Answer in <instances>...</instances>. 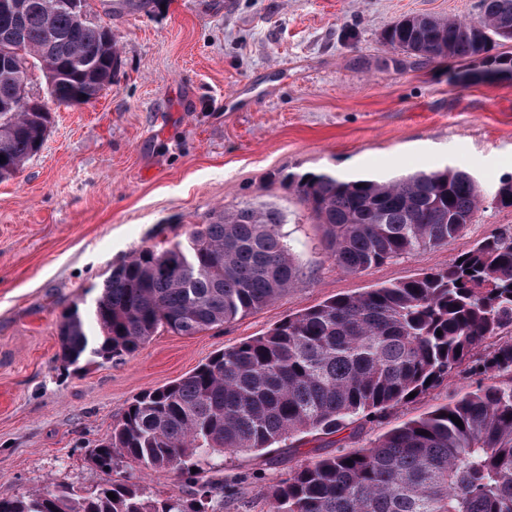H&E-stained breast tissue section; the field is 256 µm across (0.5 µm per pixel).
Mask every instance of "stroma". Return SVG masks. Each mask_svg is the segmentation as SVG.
Instances as JSON below:
<instances>
[{
	"mask_svg": "<svg viewBox=\"0 0 512 512\" xmlns=\"http://www.w3.org/2000/svg\"><path fill=\"white\" fill-rule=\"evenodd\" d=\"M478 0H161L129 12L91 0L121 66L91 104L61 107L41 152L0 181V498L47 482L88 494L106 477L89 451L140 393L214 352L265 334L290 314L343 294L447 267L488 235L512 230L493 196L512 176V80L458 82L456 61L390 66L380 34L409 14L478 15ZM446 167L477 179L483 202L448 245L360 274L336 268L287 173L392 177ZM273 207L301 267L270 305L193 336L159 332L123 362L76 371L58 357L57 325L91 307L113 265L143 247L185 241L217 208ZM474 386L468 372L385 416L308 435L295 451L224 457L238 481L224 512H269L264 486L299 460L364 448ZM111 477L150 495L180 477L126 464Z\"/></svg>",
	"mask_w": 512,
	"mask_h": 512,
	"instance_id": "obj_1",
	"label": "stroma"
}]
</instances>
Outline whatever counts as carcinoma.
Wrapping results in <instances>:
<instances>
[{
    "label": "carcinoma",
    "instance_id": "1",
    "mask_svg": "<svg viewBox=\"0 0 512 512\" xmlns=\"http://www.w3.org/2000/svg\"><path fill=\"white\" fill-rule=\"evenodd\" d=\"M24 2L20 19L0 15V34L20 24L17 62L62 76L50 99L12 112L15 84L0 73V180L38 154L52 106L93 102L121 65L102 24L78 22L55 0ZM478 9L468 21L408 15L382 40L423 64L465 63L484 30L512 41L503 35L512 32V0H479ZM83 61L103 80H93ZM282 182L323 228L327 257L347 273L448 245L482 202L475 178L448 167L386 181L305 172ZM494 200L512 207V178ZM284 223L274 208L219 209L184 243L136 250L112 268L87 312L76 303L63 315L60 360L77 369L117 363L161 330L193 336L272 303L300 280ZM506 328L510 231L485 237L446 268L303 309L137 396L90 461L105 474L117 457L140 471L176 472L185 477L179 492L156 498L138 484L109 481L84 496L51 482L0 498V512H224L235 486L212 457L336 434L440 386L464 365L479 378L474 389L366 448L298 462L267 487L271 512H512V340L481 348Z\"/></svg>",
    "mask_w": 512,
    "mask_h": 512
}]
</instances>
